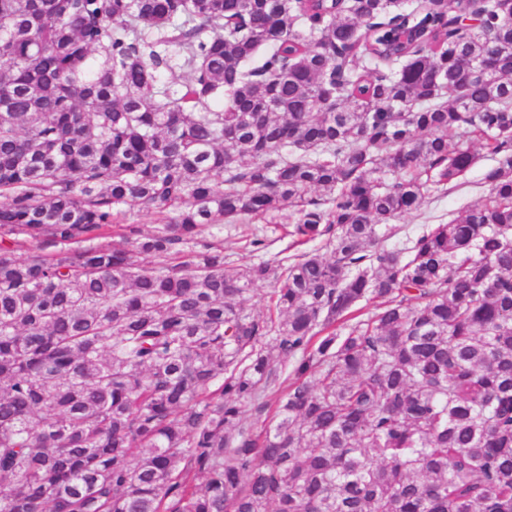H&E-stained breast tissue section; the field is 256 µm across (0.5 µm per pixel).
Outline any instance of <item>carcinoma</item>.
<instances>
[{
	"mask_svg": "<svg viewBox=\"0 0 512 512\" xmlns=\"http://www.w3.org/2000/svg\"><path fill=\"white\" fill-rule=\"evenodd\" d=\"M472 11L0 0V512H512V13ZM476 142L487 195L385 245ZM285 205L329 254L201 237Z\"/></svg>",
	"mask_w": 512,
	"mask_h": 512,
	"instance_id": "1",
	"label": "carcinoma"
}]
</instances>
